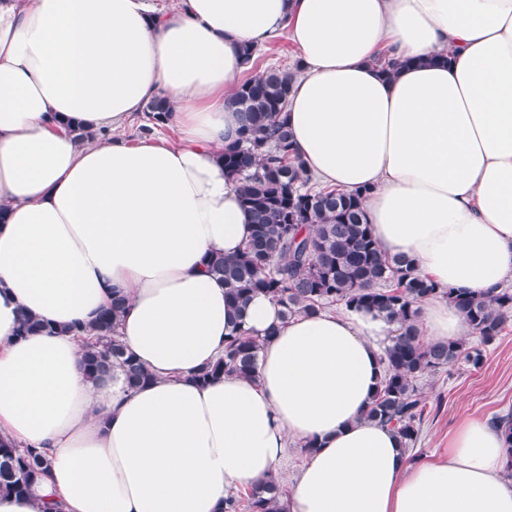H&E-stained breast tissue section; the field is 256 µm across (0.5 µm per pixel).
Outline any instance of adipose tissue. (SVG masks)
Instances as JSON below:
<instances>
[{
  "mask_svg": "<svg viewBox=\"0 0 512 512\" xmlns=\"http://www.w3.org/2000/svg\"><path fill=\"white\" fill-rule=\"evenodd\" d=\"M282 35L297 72L280 118L307 171L362 191L382 250L439 287L512 280V0H0V440L50 463L0 512H222L309 441L287 512H512L487 419L420 458L365 420L398 333L378 312L284 320L256 294L254 376L196 378L232 331L205 258L252 235L221 157L241 127L228 101L243 47ZM158 97L176 140L115 138ZM116 292L152 376L134 390L87 378L69 330ZM25 313L46 330L20 333ZM418 324L428 343L470 333L440 296Z\"/></svg>",
  "mask_w": 512,
  "mask_h": 512,
  "instance_id": "1",
  "label": "adipose tissue"
}]
</instances>
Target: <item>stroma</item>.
<instances>
[{"label": "stroma", "mask_w": 512, "mask_h": 512, "mask_svg": "<svg viewBox=\"0 0 512 512\" xmlns=\"http://www.w3.org/2000/svg\"><path fill=\"white\" fill-rule=\"evenodd\" d=\"M421 436L411 451L423 457L448 448V435L469 416L491 418L512 410V329L487 346L481 365L458 364L425 375Z\"/></svg>", "instance_id": "obj_1"}]
</instances>
